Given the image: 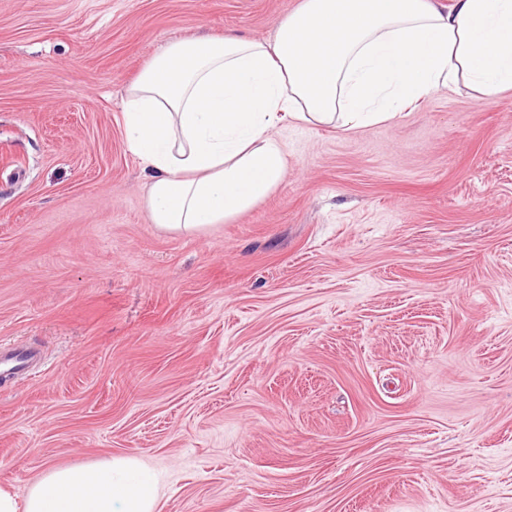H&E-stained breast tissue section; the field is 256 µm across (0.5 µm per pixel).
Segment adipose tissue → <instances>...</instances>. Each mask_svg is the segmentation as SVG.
<instances>
[{"instance_id": "1", "label": "adipose tissue", "mask_w": 512, "mask_h": 512, "mask_svg": "<svg viewBox=\"0 0 512 512\" xmlns=\"http://www.w3.org/2000/svg\"><path fill=\"white\" fill-rule=\"evenodd\" d=\"M488 101L512 89V0H302L273 41L233 33L170 44L125 90L130 151L150 175L151 223L200 233L268 196L291 119L343 131L394 118L443 87ZM157 481L133 457L53 468L0 512H155Z\"/></svg>"}]
</instances>
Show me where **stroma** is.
Masks as SVG:
<instances>
[{
  "instance_id": "1",
  "label": "stroma",
  "mask_w": 512,
  "mask_h": 512,
  "mask_svg": "<svg viewBox=\"0 0 512 512\" xmlns=\"http://www.w3.org/2000/svg\"><path fill=\"white\" fill-rule=\"evenodd\" d=\"M300 0H0V484L138 458L157 512H512V91L292 120L286 172L151 224L126 86ZM35 359L36 353L27 347L0 349V379L28 372Z\"/></svg>"
}]
</instances>
